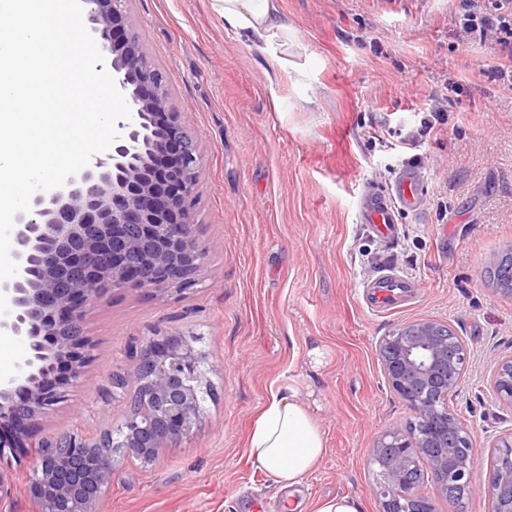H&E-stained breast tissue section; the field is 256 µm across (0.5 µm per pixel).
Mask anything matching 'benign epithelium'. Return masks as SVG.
<instances>
[{"label":"benign epithelium","instance_id":"7a95c632","mask_svg":"<svg viewBox=\"0 0 512 512\" xmlns=\"http://www.w3.org/2000/svg\"><path fill=\"white\" fill-rule=\"evenodd\" d=\"M126 0H82L86 27L95 38L117 88L131 110L118 123L120 137L108 151L66 184L31 199L17 214L15 259L19 273L0 283L10 308L4 329L24 337L29 355L17 377L0 383V456L21 447V427L67 400L93 360L82 331L85 309L110 288L161 292L197 284L204 252L194 225L195 191L202 155L199 138L173 110L166 77L150 50L126 30ZM446 323L423 319L399 325L378 342L384 378L418 421L413 432L396 422L378 438L371 463L377 468L380 512H433L432 495L455 489L463 496L482 490L474 462L461 454L474 434L448 407L457 391L466 347L443 330ZM496 399L512 406V356L490 357ZM203 355L187 340L159 331L143 341L134 362L112 374V393L137 388L135 408L116 427L86 439L65 433L44 445L28 493L41 512H98L112 486L121 457L143 463L152 452L188 437L202 415L208 388ZM100 447L91 472L79 449ZM67 448L71 468L60 470ZM497 478L512 483V428L490 444ZM417 456L429 460L433 494L404 481ZM491 512H512V497L488 485Z\"/></svg>","mask_w":512,"mask_h":512}]
</instances>
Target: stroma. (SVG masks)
Instances as JSON below:
<instances>
[{
  "label": "stroma",
  "instance_id": "35a3bbf8",
  "mask_svg": "<svg viewBox=\"0 0 512 512\" xmlns=\"http://www.w3.org/2000/svg\"><path fill=\"white\" fill-rule=\"evenodd\" d=\"M459 0H282L301 39L291 69L224 32L211 0H127V28L165 72L172 103L200 137L194 234L205 258L193 292L115 288L86 309L94 359L67 402L29 436L87 437L128 410L113 372L153 331L195 338L212 372L194 433L156 460L119 461L104 512H281L283 493L253 462V423L281 387L307 394L326 454L295 495L301 512L349 494L378 512L372 449L411 412L388 388L378 341L420 319L466 348L449 408L474 431L476 481L492 477L489 438L512 428L490 391L489 354H512V294L483 279L512 248V91L488 79L493 43H465ZM446 114L433 122L436 104ZM424 163L422 209L380 238L358 221L365 184L386 188L404 160ZM384 272L415 281L375 313L363 287ZM32 448L0 458L12 512H38Z\"/></svg>",
  "mask_w": 512,
  "mask_h": 512
}]
</instances>
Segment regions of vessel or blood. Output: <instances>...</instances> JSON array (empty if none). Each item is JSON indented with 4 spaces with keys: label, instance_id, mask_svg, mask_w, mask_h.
I'll list each match as a JSON object with an SVG mask.
<instances>
[{
    "label": "vessel or blood",
    "instance_id": "b4317fda",
    "mask_svg": "<svg viewBox=\"0 0 512 512\" xmlns=\"http://www.w3.org/2000/svg\"><path fill=\"white\" fill-rule=\"evenodd\" d=\"M423 171L421 159H411L399 169L390 189L367 186L358 203L360 223L371 225L377 233L385 234L396 224L399 212L419 211L424 200ZM413 286V281L408 278L396 274L380 275L367 283L366 303L371 310L390 311Z\"/></svg>",
    "mask_w": 512,
    "mask_h": 512
}]
</instances>
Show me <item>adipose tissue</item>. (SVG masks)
Instances as JSON below:
<instances>
[{"label":"adipose tissue","mask_w":512,"mask_h":512,"mask_svg":"<svg viewBox=\"0 0 512 512\" xmlns=\"http://www.w3.org/2000/svg\"><path fill=\"white\" fill-rule=\"evenodd\" d=\"M213 9L227 34L244 45L264 44L280 66H287L296 36L282 19L281 0H213ZM249 448L282 491H295L316 468L326 439L298 387L285 386L272 396L255 421Z\"/></svg>","instance_id":"1"}]
</instances>
